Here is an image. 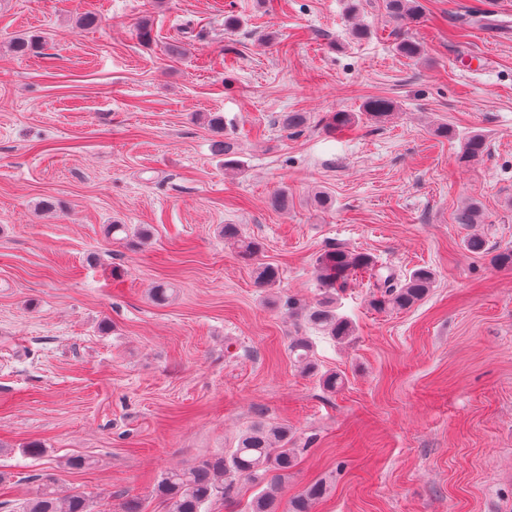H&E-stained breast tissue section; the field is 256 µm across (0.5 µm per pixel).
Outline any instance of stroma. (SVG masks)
<instances>
[{"label": "stroma", "instance_id": "obj_1", "mask_svg": "<svg viewBox=\"0 0 512 512\" xmlns=\"http://www.w3.org/2000/svg\"><path fill=\"white\" fill-rule=\"evenodd\" d=\"M351 1L0 0V501L48 473L96 512L127 495L165 512L162 474L262 421L301 450L282 500L327 483L312 512H512V270L468 253L454 221L476 199L478 232L512 248V0H419L412 59L382 0ZM16 36L39 49L15 53ZM373 98L398 113L363 118ZM288 112L307 125L285 129ZM334 112L361 119L333 135ZM474 131L489 151L459 166ZM224 136L241 169L216 152ZM113 222L150 242H114ZM223 224L261 242L274 287ZM330 245L436 281L377 312L354 279L337 312L355 332L332 341L284 305L315 303ZM294 336L311 337L316 374L295 366Z\"/></svg>", "mask_w": 512, "mask_h": 512}]
</instances>
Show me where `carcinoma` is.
Returning <instances> with one entry per match:
<instances>
[{
  "instance_id": "cac0c4a2",
  "label": "carcinoma",
  "mask_w": 512,
  "mask_h": 512,
  "mask_svg": "<svg viewBox=\"0 0 512 512\" xmlns=\"http://www.w3.org/2000/svg\"><path fill=\"white\" fill-rule=\"evenodd\" d=\"M384 8L399 25L418 24L422 18L419 0H385ZM363 111L376 121H384L396 111V105L384 98L368 101ZM358 116L352 112H335L329 118L327 128L341 131L349 127ZM488 144L480 134H470L458 155V163L468 165L482 158ZM483 215L479 202L471 200L455 214L457 224H480ZM112 239L132 246L146 244L150 230L141 228L132 233L126 224L110 225ZM224 240L236 245L238 254L251 260L261 251L256 239L245 235L237 224L221 228ZM465 249L475 255L489 256L490 263L504 270H512V249L492 250L485 237L471 234L464 241ZM382 266L367 252L349 251L330 246L316 260L317 277L321 297L312 306H301L288 299L285 306L291 316H302L323 335L333 340H345L353 335L351 323L336 313V295L344 290L353 276L366 273L375 279L369 300L375 311L406 310L424 299L433 287L435 273L422 266L403 278L396 273L381 272ZM256 283L264 288L275 286L278 269L267 264L253 268ZM288 350L303 374L318 371L312 359V344L305 336H296L288 344ZM298 449L292 447L291 432L286 426L255 425L240 436L238 444L224 456L206 459L197 464L170 470L163 474L155 487V494L166 504L167 512H206L218 497L228 495L236 480L249 478L265 484L247 504V512H311L312 505L325 495L326 488L318 482L307 486L289 503L281 504L277 494L281 482L297 464ZM21 512H93L92 497L80 491L63 494L52 481L38 483L20 504Z\"/></svg>"
}]
</instances>
